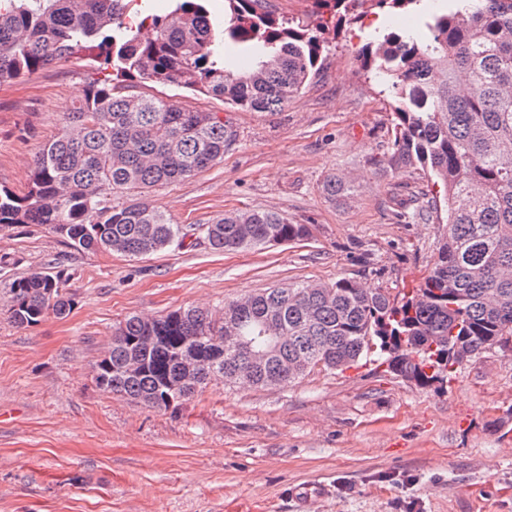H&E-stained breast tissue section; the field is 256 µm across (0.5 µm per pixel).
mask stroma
Listing matches in <instances>:
<instances>
[{
    "instance_id": "stroma-1",
    "label": "stroma",
    "mask_w": 512,
    "mask_h": 512,
    "mask_svg": "<svg viewBox=\"0 0 512 512\" xmlns=\"http://www.w3.org/2000/svg\"><path fill=\"white\" fill-rule=\"evenodd\" d=\"M329 36L319 72L286 107L249 112L173 84L136 92L216 112L237 139L222 161L148 200L190 227L271 211L311 236L263 250L182 246L140 256L79 252L46 224L0 227V512H299L293 486L328 482L310 512H512V350L463 366L441 391L370 361L285 387L210 382L174 413L101 392L96 361L128 315L224 304L341 278L391 294L431 268L445 226L411 220L427 175L388 163L393 101L357 58L370 27L409 14L360 7ZM96 70L81 57L0 84V186L23 191L39 146L62 128ZM346 196L330 200L328 176ZM62 272L75 305L32 327L7 313L6 283Z\"/></svg>"
}]
</instances>
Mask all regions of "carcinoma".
Masks as SVG:
<instances>
[{"label": "carcinoma", "instance_id": "1", "mask_svg": "<svg viewBox=\"0 0 512 512\" xmlns=\"http://www.w3.org/2000/svg\"><path fill=\"white\" fill-rule=\"evenodd\" d=\"M143 0H0V83L84 55L92 80L66 124L36 152L27 191L0 187V227L49 224L77 251L138 257L179 246L186 233L148 200L118 194L185 181L224 158L236 137L215 112L129 91L137 80L180 84L241 110L284 107L317 73L325 25L279 19L261 0H224V25L208 0H171L131 17ZM315 0L337 24L370 4L419 13L422 34L384 30L358 49L365 71L393 101L389 162L420 168L439 187L428 209L443 214L437 258L414 291L396 298L342 278L292 283L231 301L224 313L180 308L127 317L96 362L94 382L163 411L225 369L257 388L285 387L317 368L379 365L422 389H443L464 362L512 338V0ZM260 49L248 72L226 67L225 40ZM199 234L219 252L261 250L310 237L307 224L267 211L226 212ZM17 325L74 305L62 273L33 272L6 287Z\"/></svg>", "mask_w": 512, "mask_h": 512}]
</instances>
